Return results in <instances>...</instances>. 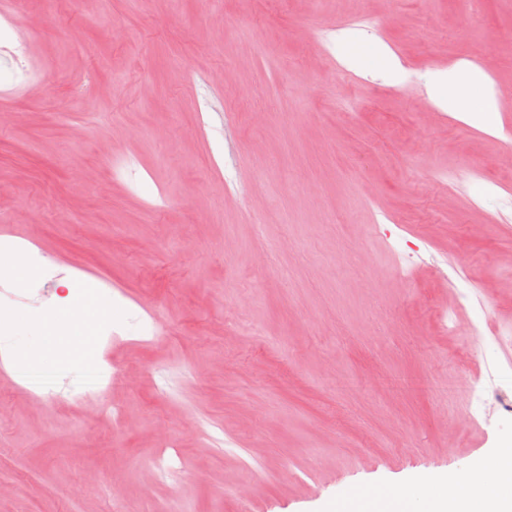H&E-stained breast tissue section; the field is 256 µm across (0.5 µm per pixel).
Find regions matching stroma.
Instances as JSON below:
<instances>
[{"label": "stroma", "mask_w": 512, "mask_h": 512, "mask_svg": "<svg viewBox=\"0 0 512 512\" xmlns=\"http://www.w3.org/2000/svg\"><path fill=\"white\" fill-rule=\"evenodd\" d=\"M341 32L409 81L359 75ZM0 41L25 48L0 61V226L90 270L114 328L0 372V512H329L512 440L478 401L512 391V151L420 109L466 60L512 115V0H0ZM65 386L110 413L35 403ZM224 489L230 492L238 501L247 502L253 493L252 484L237 473H224Z\"/></svg>", "instance_id": "stroma-1"}]
</instances>
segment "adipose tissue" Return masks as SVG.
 Segmentation results:
<instances>
[{
	"mask_svg": "<svg viewBox=\"0 0 512 512\" xmlns=\"http://www.w3.org/2000/svg\"><path fill=\"white\" fill-rule=\"evenodd\" d=\"M344 61L361 74L384 78L395 86L404 82L407 75L399 57L378 38L348 42ZM488 80L483 68L458 62L448 70L429 75L425 86L430 100L441 110L497 136L501 133V107L496 92L482 90ZM52 304L68 314L71 321L92 318L94 328L84 335L69 337L58 328L56 319L43 320L44 342L28 350L29 363L42 360L49 342L65 345L69 357L87 355L95 339L94 329L107 325L112 318V307L106 300L74 289L54 297ZM417 497L422 500L423 512H512V442L490 449L473 472L425 473L398 484L382 497L340 502L336 512H407L409 500Z\"/></svg>",
	"mask_w": 512,
	"mask_h": 512,
	"instance_id": "ef3b65f1",
	"label": "adipose tissue"
}]
</instances>
